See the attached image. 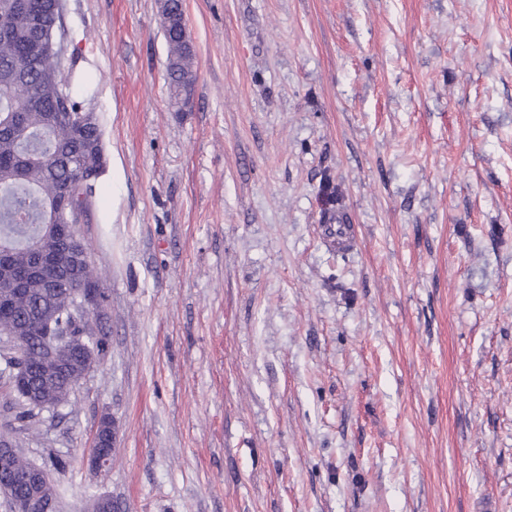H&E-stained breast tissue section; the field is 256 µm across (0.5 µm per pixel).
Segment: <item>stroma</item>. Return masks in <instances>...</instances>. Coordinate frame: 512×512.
I'll return each mask as SVG.
<instances>
[{
  "instance_id": "obj_1",
  "label": "stroma",
  "mask_w": 512,
  "mask_h": 512,
  "mask_svg": "<svg viewBox=\"0 0 512 512\" xmlns=\"http://www.w3.org/2000/svg\"><path fill=\"white\" fill-rule=\"evenodd\" d=\"M185 7L176 112L158 0H64L110 349L0 435L58 512H512V0ZM112 420L103 417L86 453V464L94 473L104 471L112 458Z\"/></svg>"
}]
</instances>
